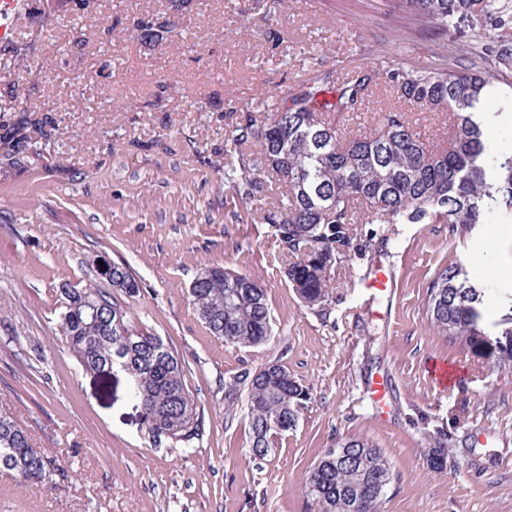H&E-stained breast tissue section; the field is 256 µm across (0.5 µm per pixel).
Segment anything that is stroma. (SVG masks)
Segmentation results:
<instances>
[{
	"instance_id": "stroma-1",
	"label": "stroma",
	"mask_w": 512,
	"mask_h": 512,
	"mask_svg": "<svg viewBox=\"0 0 512 512\" xmlns=\"http://www.w3.org/2000/svg\"><path fill=\"white\" fill-rule=\"evenodd\" d=\"M17 38L37 45L25 68L0 65V124L53 109L51 137L34 136L25 166L0 168V410L55 458L68 481L29 489L0 476V512H316L310 471L339 439L381 448L393 471L383 512H512V372L488 351L433 328L427 292L456 261L501 288L497 256L512 247V211L494 223L360 224L334 268L325 305L310 308L284 276L285 256L263 213L277 196L243 202L224 180L225 105L264 119L261 94L359 68L488 70L483 14L448 30L411 17L405 0H288L262 16L254 0H36ZM159 15L178 38L146 44L134 18ZM81 82H74L75 73ZM139 284L121 300L137 325L182 359L201 418L189 444L155 446L122 372L103 392L60 330L64 289L94 283L97 257ZM393 266L390 298L366 303L361 279ZM222 266L267 288L272 336L242 347L213 336L188 294L201 268ZM458 370L448 391L428 375ZM279 363L311 399L294 430L251 451L245 402L224 407L240 369ZM388 375V420L373 416L370 379ZM447 449L434 465L435 449Z\"/></svg>"
}]
</instances>
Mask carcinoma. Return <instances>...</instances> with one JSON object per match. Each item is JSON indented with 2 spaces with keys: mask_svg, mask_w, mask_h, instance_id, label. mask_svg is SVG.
<instances>
[{
  "mask_svg": "<svg viewBox=\"0 0 512 512\" xmlns=\"http://www.w3.org/2000/svg\"><path fill=\"white\" fill-rule=\"evenodd\" d=\"M419 20L446 30L461 14L478 7L490 27L512 25L509 0H406ZM151 43L174 37L169 21L154 16L134 22ZM34 44L16 41L0 47V57L24 61ZM483 59L494 68L512 69V45L488 40ZM336 89L334 109L361 112L373 93L384 88L397 105L377 113L364 134L339 137L317 108L318 98ZM490 81L479 72L430 71L391 67L360 69L341 81L331 74L305 81L276 98L262 123L253 114L235 117L229 130L230 161L224 179L245 201L260 202L273 187L283 190L281 206L265 215L282 249L296 261L284 276L301 301L321 306L328 297L332 268L349 251L361 206L368 224H490L512 210V147H492L488 128L476 120V105L487 106ZM447 112L455 135L446 147L427 146L407 119V111ZM48 115L26 116L0 128V161L26 164L31 134L48 137ZM98 274L112 286L93 284L64 289L66 321L60 328L83 369L93 374L117 363L132 379L131 392L145 413L155 444L190 443L201 432L197 406L179 355L136 325L114 292L134 294L138 283L128 267L102 259ZM193 305L210 332L226 342L254 346L269 339L266 288L254 278L220 266L201 269L189 289ZM512 292L482 281L463 263L440 270L428 289L427 312L437 331L471 349L489 348L500 368H512V329L492 340L481 331L482 309ZM247 395L251 451L267 455L274 434L293 429L309 400L303 386L278 363L241 369L224 383L231 405ZM343 458L323 455L312 469L308 496L317 512H381L392 471L381 449L360 438L336 443ZM26 487L31 474L42 485L65 480L54 457L32 448L27 433L0 412V471Z\"/></svg>",
  "mask_w": 512,
  "mask_h": 512,
  "instance_id": "obj_1",
  "label": "carcinoma"
}]
</instances>
